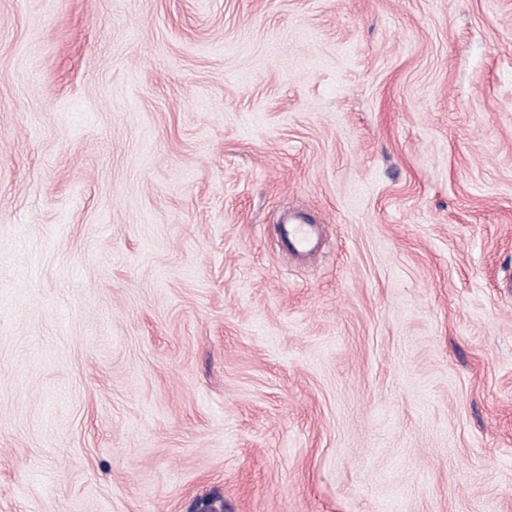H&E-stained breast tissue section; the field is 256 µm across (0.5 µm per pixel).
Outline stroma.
<instances>
[{
  "instance_id": "35a3bbf8",
  "label": "stroma",
  "mask_w": 512,
  "mask_h": 512,
  "mask_svg": "<svg viewBox=\"0 0 512 512\" xmlns=\"http://www.w3.org/2000/svg\"><path fill=\"white\" fill-rule=\"evenodd\" d=\"M208 498L512 512V0H0V512Z\"/></svg>"
}]
</instances>
